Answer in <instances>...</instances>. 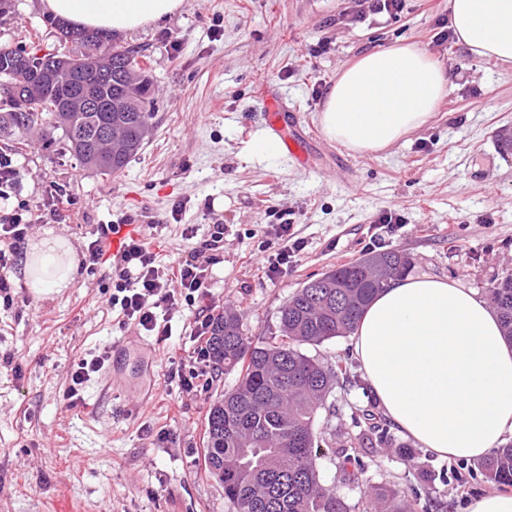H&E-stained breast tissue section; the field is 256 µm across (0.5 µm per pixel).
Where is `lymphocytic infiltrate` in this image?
<instances>
[{
  "mask_svg": "<svg viewBox=\"0 0 512 512\" xmlns=\"http://www.w3.org/2000/svg\"><path fill=\"white\" fill-rule=\"evenodd\" d=\"M19 181L16 162L10 156L0 154V201L11 199L15 202L11 210H0V299L7 302L11 301L12 295L5 271L15 264L34 222V210L29 202L15 197ZM269 233L277 243V250L268 258L264 274L273 280L284 267L294 262L305 244L298 238L294 222L288 218L271 225ZM223 240V225H211L208 239L188 254L179 256L168 278L159 271L150 244L143 238L127 236L121 252L112 259L119 269L118 277L112 283V303L120 307L126 323L161 336L165 330L158 322L159 312H170L184 305L194 308L197 324L195 361L204 368L210 364L207 333L211 325L208 312L212 308L211 262L204 254Z\"/></svg>",
  "mask_w": 512,
  "mask_h": 512,
  "instance_id": "f902f5d3",
  "label": "lymphocytic infiltrate"
}]
</instances>
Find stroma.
Returning a JSON list of instances; mask_svg holds the SVG:
<instances>
[{
    "label": "stroma",
    "instance_id": "stroma-1",
    "mask_svg": "<svg viewBox=\"0 0 512 512\" xmlns=\"http://www.w3.org/2000/svg\"><path fill=\"white\" fill-rule=\"evenodd\" d=\"M357 0H186L165 21L117 37L148 58L157 97L143 149L118 175L105 178L46 146L39 133L14 154L21 198L42 204L62 187L78 217L40 222L85 253L101 224H132L150 238L159 268L190 251L187 226L206 239L224 227L211 266L216 313L243 309L251 336L276 331L281 307L298 288L351 260L396 250L411 275L455 281L476 291L512 274V67L475 58L441 41L448 0H408L396 17H348ZM40 0H12L0 15V42L59 49ZM413 43L444 67L445 97L428 122L389 148L355 153L328 140L318 116L337 74L360 56ZM307 124L315 140L309 169L284 154L253 161L243 150L265 133L263 89ZM182 204L172 217L174 204ZM394 208L403 224L377 215ZM287 213L306 247L275 280L263 267L276 245L266 232ZM13 306L0 305V512H229L224 487L204 465L206 415L231 390L236 373L210 378L204 391L178 387L177 372L194 363V309L171 319L169 336H151L153 368L131 356L112 389L91 374L83 401L63 395L79 359L106 357L112 342L134 333L109 304L113 268L80 269L70 288L34 296L10 268ZM325 363L350 361L315 428L321 480L352 512H363L370 487L407 490L414 512H466L493 492L478 463L442 458L397 428L386 442L358 449L354 479L342 467L354 418L374 407L351 337L307 347ZM155 389L145 408L141 389Z\"/></svg>",
    "mask_w": 512,
    "mask_h": 512
}]
</instances>
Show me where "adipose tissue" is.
I'll use <instances>...</instances> for the list:
<instances>
[{
	"label": "adipose tissue",
	"mask_w": 512,
	"mask_h": 512,
	"mask_svg": "<svg viewBox=\"0 0 512 512\" xmlns=\"http://www.w3.org/2000/svg\"><path fill=\"white\" fill-rule=\"evenodd\" d=\"M74 27L129 34L169 18L185 0H41ZM457 42L512 64V0H448ZM443 67L413 44L361 56L342 69L319 114L324 135L355 152L378 151L421 128L444 96ZM79 270L67 237L28 242L26 285L61 294ZM353 347L386 418L444 458L475 461L512 437V346L484 296L455 282L403 277L366 308Z\"/></svg>",
	"instance_id": "ef3b65f1"
}]
</instances>
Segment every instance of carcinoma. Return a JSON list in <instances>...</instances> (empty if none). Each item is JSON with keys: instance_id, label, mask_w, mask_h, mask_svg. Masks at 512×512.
<instances>
[{"instance_id": "obj_1", "label": "carcinoma", "mask_w": 512, "mask_h": 512, "mask_svg": "<svg viewBox=\"0 0 512 512\" xmlns=\"http://www.w3.org/2000/svg\"><path fill=\"white\" fill-rule=\"evenodd\" d=\"M59 42L69 44L66 57H79L99 48L112 51V77L89 72L83 81L101 101L124 102L123 112H60L61 88L46 85L25 97L30 75L45 65L44 58L23 45L0 43V137L21 145L40 130L51 145L73 154L80 164L102 176L121 173L142 149L156 116L154 84L140 65V52L112 43L99 32L51 22ZM130 70L140 79L120 81ZM115 128L124 138L113 155L98 147L99 131ZM383 265L402 277L412 261L395 250L381 252L330 269L318 276L321 286L306 285L281 307L277 334L248 336L242 313L224 310L213 320L209 336L215 371L237 373L235 386L214 401L206 420L205 467L224 486L231 512H350L332 489L325 487L317 467L319 444L315 421L325 408L333 386L347 377L348 362L326 365L303 352L305 346L342 337L354 327L369 302L388 285L373 267ZM500 315L504 336L512 343V275L485 289ZM485 479L500 488L512 487V444L487 459ZM407 492L376 488L372 512H411Z\"/></svg>"}]
</instances>
